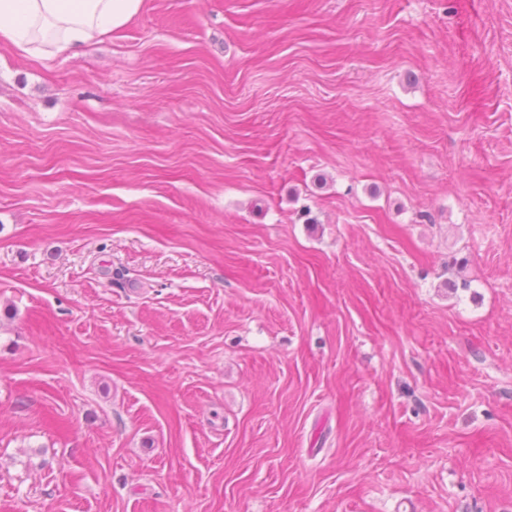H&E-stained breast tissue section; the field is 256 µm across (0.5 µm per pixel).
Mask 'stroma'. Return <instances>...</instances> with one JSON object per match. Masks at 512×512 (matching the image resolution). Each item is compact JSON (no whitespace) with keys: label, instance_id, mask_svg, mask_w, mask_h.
Listing matches in <instances>:
<instances>
[{"label":"stroma","instance_id":"1","mask_svg":"<svg viewBox=\"0 0 512 512\" xmlns=\"http://www.w3.org/2000/svg\"><path fill=\"white\" fill-rule=\"evenodd\" d=\"M0 512H512V0L0 44Z\"/></svg>","mask_w":512,"mask_h":512}]
</instances>
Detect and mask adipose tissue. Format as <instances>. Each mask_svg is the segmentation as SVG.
I'll return each instance as SVG.
<instances>
[{
  "instance_id": "adipose-tissue-1",
  "label": "adipose tissue",
  "mask_w": 512,
  "mask_h": 512,
  "mask_svg": "<svg viewBox=\"0 0 512 512\" xmlns=\"http://www.w3.org/2000/svg\"><path fill=\"white\" fill-rule=\"evenodd\" d=\"M143 0H0V44L50 60L120 30Z\"/></svg>"
}]
</instances>
